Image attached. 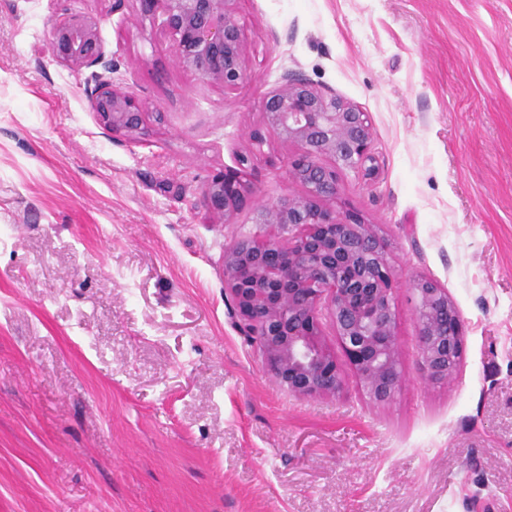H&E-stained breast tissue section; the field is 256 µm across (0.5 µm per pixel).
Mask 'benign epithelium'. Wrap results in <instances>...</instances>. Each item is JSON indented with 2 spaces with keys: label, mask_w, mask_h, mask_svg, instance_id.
Segmentation results:
<instances>
[{
  "label": "benign epithelium",
  "mask_w": 512,
  "mask_h": 512,
  "mask_svg": "<svg viewBox=\"0 0 512 512\" xmlns=\"http://www.w3.org/2000/svg\"><path fill=\"white\" fill-rule=\"evenodd\" d=\"M140 18L162 17L175 44L178 65L236 90L246 79L247 41L240 0H133ZM52 55L76 68H96L85 94L104 127L135 138L145 132V112L113 77L99 21L62 14L54 23ZM267 130L298 147L289 161L302 196L285 195L255 210V223L275 224L280 235L260 240L239 235L224 248V296L236 326L262 355L278 386L297 397L334 396L345 385L330 328L341 344L364 393L377 403L394 395L401 375L395 334L396 281L386 246L373 225L357 214L343 216L328 205L341 170L370 179L376 173L368 114L315 87L300 74H287L263 102ZM326 157L330 163L323 164ZM246 187L218 175L202 192L205 208L234 223ZM417 350L430 381L450 378L459 366L464 336L448 289L423 276L411 280Z\"/></svg>",
  "instance_id": "1"
}]
</instances>
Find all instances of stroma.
<instances>
[{
	"label": "stroma",
	"instance_id": "obj_1",
	"mask_svg": "<svg viewBox=\"0 0 512 512\" xmlns=\"http://www.w3.org/2000/svg\"><path fill=\"white\" fill-rule=\"evenodd\" d=\"M112 3L0 0V512H512V0H241L230 93ZM65 11L98 19L144 138L104 129L91 69L50 54ZM288 73L371 120L378 173L340 172L331 205L397 281L384 404L351 372L281 390L224 297L225 245L277 235L256 207L303 192L262 112ZM222 173L246 185L231 224L202 203ZM419 275L464 324L449 381L419 365Z\"/></svg>",
	"mask_w": 512,
	"mask_h": 512
}]
</instances>
